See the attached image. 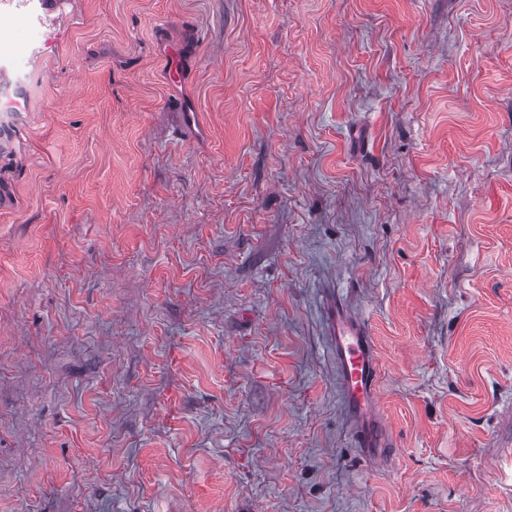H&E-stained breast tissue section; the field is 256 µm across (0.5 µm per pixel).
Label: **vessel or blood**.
Masks as SVG:
<instances>
[{"label":"vessel or blood","mask_w":512,"mask_h":512,"mask_svg":"<svg viewBox=\"0 0 512 512\" xmlns=\"http://www.w3.org/2000/svg\"><path fill=\"white\" fill-rule=\"evenodd\" d=\"M328 322L333 359L345 393L347 417L358 423L376 410L380 370L374 347L367 326L349 303H329Z\"/></svg>","instance_id":"obj_1"}]
</instances>
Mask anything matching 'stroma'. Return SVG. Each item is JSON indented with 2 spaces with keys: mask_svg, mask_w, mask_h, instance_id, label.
<instances>
[{
  "mask_svg": "<svg viewBox=\"0 0 512 512\" xmlns=\"http://www.w3.org/2000/svg\"><path fill=\"white\" fill-rule=\"evenodd\" d=\"M0 512H512V0H0ZM328 332L333 359L345 393L347 417L357 424L359 448H369V438L359 423L376 410V385L380 370L371 337L364 321L348 302L336 299L328 305Z\"/></svg>",
  "mask_w": 512,
  "mask_h": 512,
  "instance_id": "35a3bbf8",
  "label": "stroma"
}]
</instances>
